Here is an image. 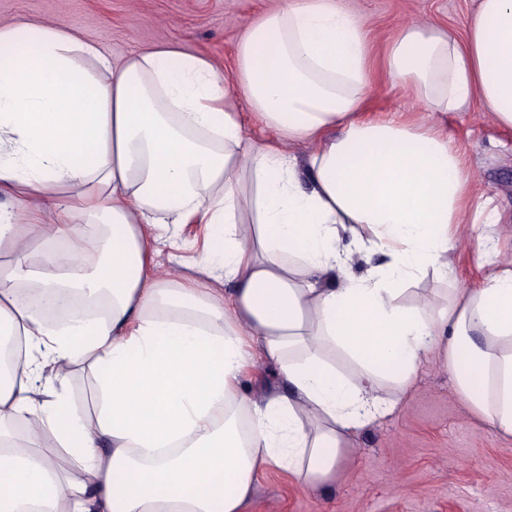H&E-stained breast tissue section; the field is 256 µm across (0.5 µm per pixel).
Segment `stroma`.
<instances>
[{"label": "stroma", "instance_id": "obj_1", "mask_svg": "<svg viewBox=\"0 0 512 512\" xmlns=\"http://www.w3.org/2000/svg\"><path fill=\"white\" fill-rule=\"evenodd\" d=\"M278 0H0V21L59 23L78 36L103 42L113 62L166 42L212 59L233 79L244 27ZM367 24L373 50L411 21L463 34L477 0H339ZM417 104L403 86L376 74L367 92L370 114L411 112ZM445 127L501 223L477 224L453 254L448 281L425 278L420 289L437 297L475 287L485 269L476 238L494 234L512 258V132L492 126L480 105L449 114ZM204 224L162 230L157 259L191 273L203 255ZM248 512H512V436L476 419L457 397L436 354L424 357L400 409L363 429L335 481L311 493L285 472L269 470L257 483Z\"/></svg>", "mask_w": 512, "mask_h": 512}]
</instances>
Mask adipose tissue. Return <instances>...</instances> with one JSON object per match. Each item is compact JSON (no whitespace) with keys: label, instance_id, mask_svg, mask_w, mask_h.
<instances>
[{"label":"adipose tissue","instance_id":"obj_1","mask_svg":"<svg viewBox=\"0 0 512 512\" xmlns=\"http://www.w3.org/2000/svg\"><path fill=\"white\" fill-rule=\"evenodd\" d=\"M467 32L416 22L378 60L338 0H281L228 81L171 42L116 65L62 25L0 22V350L24 342L0 362V512H247L269 468L320 491L434 351L512 436V261L403 299L447 277L461 225L501 221L442 120L477 102L512 129V0H479ZM377 62L410 117L367 118ZM242 99L275 138L249 135ZM179 224L210 227L191 277L153 257ZM23 288L67 291L64 324ZM104 294L108 316L86 317ZM263 365L277 383L244 391ZM81 372L97 386L83 413ZM93 395V386L91 380L78 374L72 380L69 387V396L77 407H85L90 404Z\"/></svg>","mask_w":512,"mask_h":512}]
</instances>
